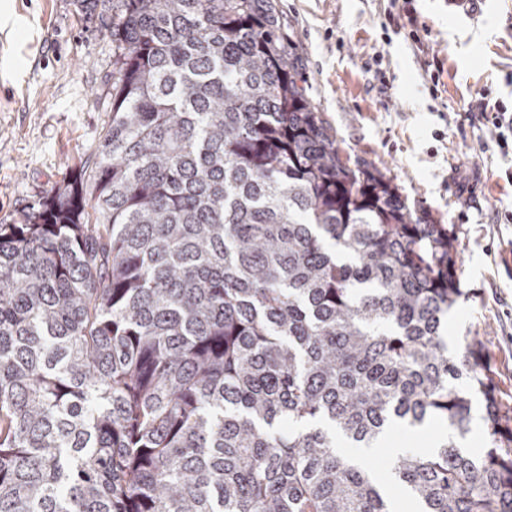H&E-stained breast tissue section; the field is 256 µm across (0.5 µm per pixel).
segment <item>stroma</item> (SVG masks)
<instances>
[{"label":"stroma","mask_w":512,"mask_h":512,"mask_svg":"<svg viewBox=\"0 0 512 512\" xmlns=\"http://www.w3.org/2000/svg\"><path fill=\"white\" fill-rule=\"evenodd\" d=\"M13 31L0 29V223L92 163L112 123L109 0H7ZM304 58L309 95L345 154L395 176L409 202L458 229L465 299L448 314L449 351L480 337L498 398L512 406V152L491 144L471 114L480 89L512 108V0H413L429 28L423 47L407 37L392 0H277ZM381 63H374V55ZM441 69L431 95L429 66ZM429 437L392 427L367 459L391 479V449L427 455Z\"/></svg>","instance_id":"stroma-1"}]
</instances>
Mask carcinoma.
Here are the masks:
<instances>
[{"label": "carcinoma", "mask_w": 512, "mask_h": 512, "mask_svg": "<svg viewBox=\"0 0 512 512\" xmlns=\"http://www.w3.org/2000/svg\"><path fill=\"white\" fill-rule=\"evenodd\" d=\"M112 124L0 224V512H389L336 452L460 434L393 474L512 512V407L448 353L457 229L343 159L274 0H108ZM458 441L463 448L473 454H480L484 448H488V435L479 420L472 425L470 431L463 437L458 436Z\"/></svg>", "instance_id": "carcinoma-1"}]
</instances>
